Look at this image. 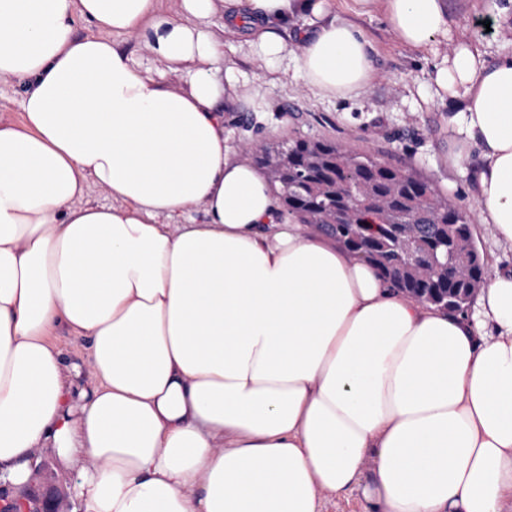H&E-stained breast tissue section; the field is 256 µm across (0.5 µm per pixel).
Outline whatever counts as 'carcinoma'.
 <instances>
[{
  "label": "carcinoma",
  "instance_id": "obj_1",
  "mask_svg": "<svg viewBox=\"0 0 512 512\" xmlns=\"http://www.w3.org/2000/svg\"><path fill=\"white\" fill-rule=\"evenodd\" d=\"M256 164L301 224L371 264L392 288L464 314L486 262L470 210L416 170L325 139L265 146Z\"/></svg>",
  "mask_w": 512,
  "mask_h": 512
}]
</instances>
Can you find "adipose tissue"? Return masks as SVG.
I'll return each mask as SVG.
<instances>
[{"label": "adipose tissue", "instance_id": "obj_1", "mask_svg": "<svg viewBox=\"0 0 512 512\" xmlns=\"http://www.w3.org/2000/svg\"><path fill=\"white\" fill-rule=\"evenodd\" d=\"M353 2L417 53L448 32L446 0ZM218 14L271 71L298 40L294 76L322 96L374 76L335 0H0V82L24 86L20 121L0 118V488L43 452L82 512H322L350 489L373 512H512V268L451 315L286 214L225 144ZM429 87L512 252V55L459 44ZM55 343L63 351L67 363L79 362L86 349L85 342L67 330H59L54 336Z\"/></svg>", "mask_w": 512, "mask_h": 512}]
</instances>
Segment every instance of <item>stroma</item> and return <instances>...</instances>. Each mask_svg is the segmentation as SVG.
<instances>
[{"instance_id": "1", "label": "stroma", "mask_w": 512, "mask_h": 512, "mask_svg": "<svg viewBox=\"0 0 512 512\" xmlns=\"http://www.w3.org/2000/svg\"><path fill=\"white\" fill-rule=\"evenodd\" d=\"M450 29L425 52L415 53L394 39L380 11L356 22L375 47V78L355 100L318 95L301 81L269 72L248 60V46L237 31L213 29L224 43L229 64L242 71L224 100V136L232 158L244 156L251 140L329 139L415 169L458 204L476 201L466 179L449 161L452 141L444 125L449 103L428 88L432 60L448 55L462 41L476 46L487 62L512 53V0H447ZM509 15L485 29L482 17L501 9Z\"/></svg>"}]
</instances>
